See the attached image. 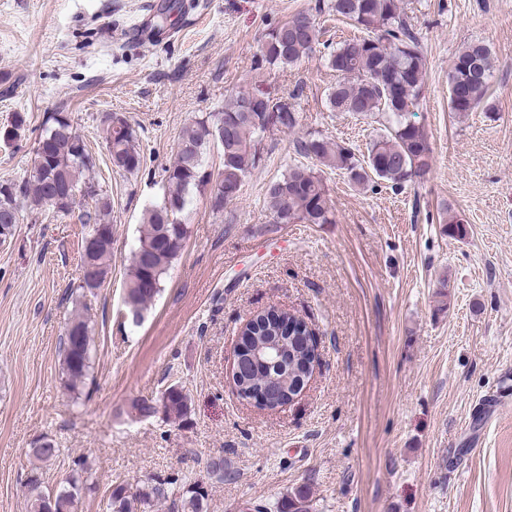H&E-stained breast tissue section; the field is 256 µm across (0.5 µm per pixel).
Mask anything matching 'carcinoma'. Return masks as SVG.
Returning a JSON list of instances; mask_svg holds the SVG:
<instances>
[{"mask_svg": "<svg viewBox=\"0 0 512 512\" xmlns=\"http://www.w3.org/2000/svg\"><path fill=\"white\" fill-rule=\"evenodd\" d=\"M328 11L364 30L361 39L346 42L326 57L327 65L343 76L328 97L334 112L387 116L384 132L370 144L367 161L360 163L348 148L316 135H308L297 147L321 165L341 170L360 186L376 179L399 191L423 178L431 167L432 147L424 126L409 119L419 107L426 75V55L420 37L404 12L402 0H329L315 11H301L270 28L253 62V79L239 87L219 112L196 118L181 131L173 163L162 169V199L144 209L142 230L132 250L125 280L124 306L135 323L160 293L162 283L190 235L192 193L206 194L211 212L224 213V205L239 197L249 168L258 159L260 146L273 129L291 130L298 123L290 96L274 97L268 78L276 71L293 68L310 58L320 45L317 15ZM493 72L490 49L481 42L462 47L448 72L450 111L464 116L479 108L489 112V83ZM27 116L17 112L9 126L0 127V142L15 141L11 130H23ZM217 143L222 154L218 171L209 169L205 153ZM103 139L113 167L134 174L141 170L144 156L136 131L130 124L116 129L105 123ZM95 163L83 137L70 116L55 112L45 118L34 148V160L22 180L0 182V243L14 239L5 215L46 209L61 216L74 213L78 204L66 202L69 191L93 189L92 206L80 211L84 236L95 238L91 251L81 255L79 282L72 287L78 310L69 319L62 338L64 386L75 395L82 393L92 368L93 325L88 316L92 298L108 275L112 259V199L96 181ZM264 206L275 224H333L332 199L321 171L295 165L272 182ZM308 324L286 312L257 314L241 331L236 385L243 396L269 407L288 401L307 380L311 363ZM281 350L273 364L255 360L252 351L266 344ZM133 410L140 416L162 414L184 421L190 413L189 399L177 385L165 388L154 399H137ZM91 477L86 462L77 460L65 484L43 486L39 468L28 479V512H78L82 491ZM171 482L149 478L136 493L124 484H113L105 512H136L155 501H171L174 512H203L207 494L187 488L172 496ZM284 512H309L308 493L298 490L289 497Z\"/></svg>", "mask_w": 512, "mask_h": 512, "instance_id": "cac0c4a2", "label": "carcinoma"}]
</instances>
